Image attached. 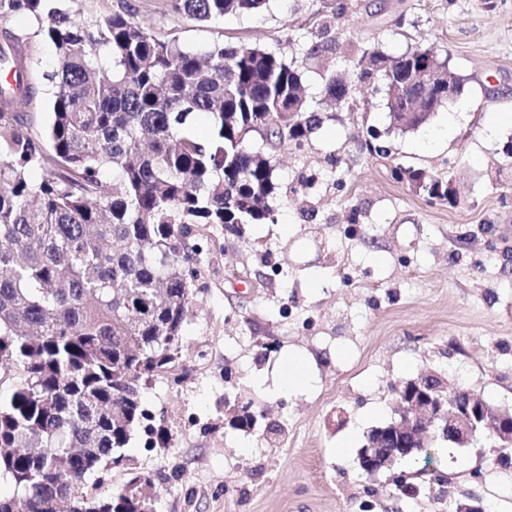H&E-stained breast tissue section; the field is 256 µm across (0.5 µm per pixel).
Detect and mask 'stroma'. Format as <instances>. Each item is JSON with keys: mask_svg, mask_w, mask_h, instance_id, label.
Listing matches in <instances>:
<instances>
[{"mask_svg": "<svg viewBox=\"0 0 512 512\" xmlns=\"http://www.w3.org/2000/svg\"><path fill=\"white\" fill-rule=\"evenodd\" d=\"M270 0L258 14L200 23L168 0H66L92 18L130 8L150 32L191 49L258 43L296 59L308 99L350 76L362 50L450 57L461 93L427 124H391L383 93L353 86L352 108L323 106L307 142L272 158L273 219L240 234L195 233L200 277L181 357L141 384L148 418L124 455L151 474L157 512H444L476 496L512 512V461L486 441L432 440L393 473L358 464L367 433L393 416L397 385L438 372L512 410V0ZM55 49L16 11L0 20ZM325 53L308 56L313 45ZM445 143L436 136L444 123ZM388 153L363 148L370 129ZM410 166L451 181L455 202L391 177ZM301 353L310 388L284 393L280 365ZM257 422L240 427L241 406Z\"/></svg>", "mask_w": 512, "mask_h": 512, "instance_id": "stroma-1", "label": "stroma"}]
</instances>
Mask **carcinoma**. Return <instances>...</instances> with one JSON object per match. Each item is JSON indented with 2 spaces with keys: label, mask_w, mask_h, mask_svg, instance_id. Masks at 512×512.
<instances>
[{
  "label": "carcinoma",
  "mask_w": 512,
  "mask_h": 512,
  "mask_svg": "<svg viewBox=\"0 0 512 512\" xmlns=\"http://www.w3.org/2000/svg\"><path fill=\"white\" fill-rule=\"evenodd\" d=\"M198 22L257 13L269 0H169ZM24 10L55 49L42 74L54 88L48 125L34 130L36 88L27 46L3 29L20 95L0 102V479L14 486L0 512H141L152 477L98 497L86 477L127 447L142 415L128 382L167 371L182 351L198 278L193 228L271 218V156L300 147L320 116L295 62L258 44L189 50L150 33L126 9L86 20L60 0H0ZM425 65L430 49L392 57L365 50L356 83L381 75L389 91ZM327 98L349 99L334 75ZM448 101L435 87L411 126ZM211 132H195L200 116ZM43 170L40 182L28 170ZM394 174L431 199L452 189L411 168Z\"/></svg>",
  "instance_id": "1"
}]
</instances>
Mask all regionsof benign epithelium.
Returning <instances> with one entry per match:
<instances>
[{"label": "benign epithelium", "instance_id": "7a95c632", "mask_svg": "<svg viewBox=\"0 0 512 512\" xmlns=\"http://www.w3.org/2000/svg\"><path fill=\"white\" fill-rule=\"evenodd\" d=\"M396 418L370 430L359 452L361 468L368 474L391 470L396 464L429 449V439L440 437L459 447L479 440L493 447H512V412L493 406L474 391L457 387L438 396L412 380L396 389Z\"/></svg>", "mask_w": 512, "mask_h": 512}]
</instances>
